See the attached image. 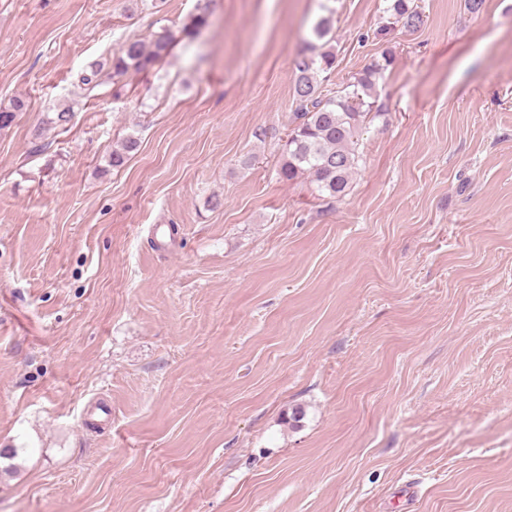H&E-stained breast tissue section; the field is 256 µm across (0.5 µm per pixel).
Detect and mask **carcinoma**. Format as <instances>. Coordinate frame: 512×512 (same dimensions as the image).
<instances>
[{"instance_id": "obj_1", "label": "carcinoma", "mask_w": 512, "mask_h": 512, "mask_svg": "<svg viewBox=\"0 0 512 512\" xmlns=\"http://www.w3.org/2000/svg\"><path fill=\"white\" fill-rule=\"evenodd\" d=\"M396 21L407 28H418L424 23L423 14L412 0H391L388 7ZM209 2L198 7L182 27L190 37L208 21ZM172 37L163 34L146 43L129 40L112 54V77L127 73L147 71L164 59L171 50ZM336 53L332 46L323 43L308 45L293 60L295 80L293 85V127L289 129L282 145L279 178L293 181L305 176L315 184L319 195L342 198L350 189L359 154L357 142L366 119L371 114L370 98L381 77L392 63L391 54H382L363 74L342 84L335 91H324V73L335 68ZM83 89L91 93L103 84V65L92 62L78 77ZM26 109V102L16 98L0 106V129L9 126L17 114ZM137 148V140L127 138L120 149L112 150L108 166H124L130 152Z\"/></svg>"}]
</instances>
